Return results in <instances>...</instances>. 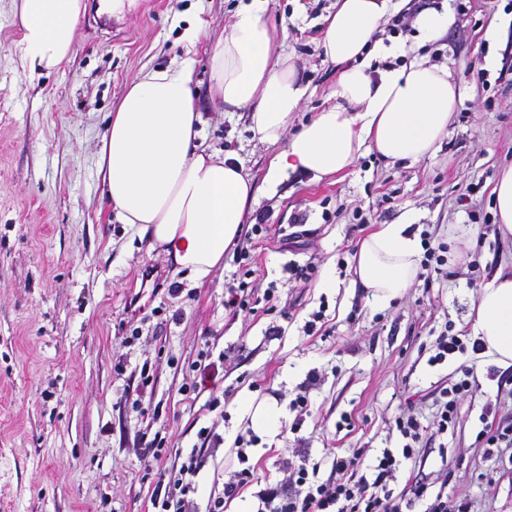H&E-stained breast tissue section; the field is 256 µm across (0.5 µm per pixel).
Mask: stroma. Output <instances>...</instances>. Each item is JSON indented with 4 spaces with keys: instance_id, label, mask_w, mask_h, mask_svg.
I'll return each mask as SVG.
<instances>
[{
    "instance_id": "1",
    "label": "stroma",
    "mask_w": 512,
    "mask_h": 512,
    "mask_svg": "<svg viewBox=\"0 0 512 512\" xmlns=\"http://www.w3.org/2000/svg\"><path fill=\"white\" fill-rule=\"evenodd\" d=\"M238 3L135 0L104 25L89 0L69 59L32 73L16 51L14 0H0V512H149L154 488L193 448L203 459L195 512H206L238 467L234 441L250 429L238 409L245 399L285 408L276 438L248 448L258 479L303 458L328 478L332 450L368 461L386 448L400 453L404 440L391 425L410 406L426 431L390 489L401 493L414 474L428 499L445 492L465 498L468 512H512V447L489 453L477 440L486 424L512 421V367L470 350L429 361L442 332L470 337L480 286L512 267V238L495 228L477 236L449 258L447 275L429 287L416 280L385 306L353 269L372 225L409 224L444 241L454 225L479 228L494 217L495 182L512 165V0H435L448 28L431 38L415 27L382 31L385 46L447 66L461 91L434 156L390 164L369 149L335 181L287 171L273 184L265 176L276 147L254 139L244 112L225 111L209 91L210 46ZM335 10L336 0H268L276 36L311 91L290 129L328 103L336 72L318 39ZM200 20L208 30L195 55L203 145L231 146L255 179L260 192L242 230L261 218L274 232L255 247L254 278L283 285L275 309L260 303L238 317L224 310L225 289L246 270L236 248L202 281L175 272L135 226L116 220L97 168L128 82L178 61L186 30ZM293 266L310 268L309 288L288 286ZM148 268L163 288L142 287ZM329 273L337 285L322 288ZM319 310L327 322L307 335ZM203 350L224 357L216 413L206 408L209 392L183 394ZM465 368L472 393L446 433L432 431L441 389ZM312 371L322 382L303 414L289 403ZM489 405L495 415H486ZM208 426L214 436L201 440ZM157 434L165 439L158 461L147 449Z\"/></svg>"
}]
</instances>
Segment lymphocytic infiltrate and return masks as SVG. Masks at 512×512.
Returning a JSON list of instances; mask_svg holds the SVG:
<instances>
[{"instance_id": "lymphocytic-infiltrate-1", "label": "lymphocytic infiltrate", "mask_w": 512, "mask_h": 512, "mask_svg": "<svg viewBox=\"0 0 512 512\" xmlns=\"http://www.w3.org/2000/svg\"><path fill=\"white\" fill-rule=\"evenodd\" d=\"M396 430L406 443L401 455L383 450L373 464V477L363 474L361 453L337 457L332 461L334 479L316 480L307 464L286 461L282 477L265 484L255 493L256 512H402L398 499L387 488L402 460L411 459L422 438L424 428L410 412L394 420ZM201 468L199 453L183 458L177 473L150 497L152 512H194L195 478Z\"/></svg>"}]
</instances>
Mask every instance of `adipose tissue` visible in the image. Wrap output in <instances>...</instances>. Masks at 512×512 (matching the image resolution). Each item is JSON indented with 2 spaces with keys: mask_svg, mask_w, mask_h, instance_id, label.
<instances>
[{
  "mask_svg": "<svg viewBox=\"0 0 512 512\" xmlns=\"http://www.w3.org/2000/svg\"><path fill=\"white\" fill-rule=\"evenodd\" d=\"M22 28L18 53L30 69L69 58L83 0H14ZM267 0H245L224 37L210 49V93L228 111L245 112L255 138L283 143L269 175L302 171L314 178L344 174L362 150L388 162H416L448 135L460 101L447 68L411 56L407 64L373 70L386 54L377 34L392 0H338L319 40L336 70L332 102L296 133L288 124L309 93L292 55L277 40ZM207 31L195 25L183 58L140 71L128 84L98 151V172L120 223L135 225L149 249H162L175 271L206 278L240 234L258 189L243 163L202 145L204 119L194 95L193 46ZM419 236L406 224H380L354 257V272L381 305L416 279ZM472 334L484 355L512 366V271H499L477 294Z\"/></svg>",
  "mask_w": 512,
  "mask_h": 512,
  "instance_id": "adipose-tissue-1",
  "label": "adipose tissue"
}]
</instances>
